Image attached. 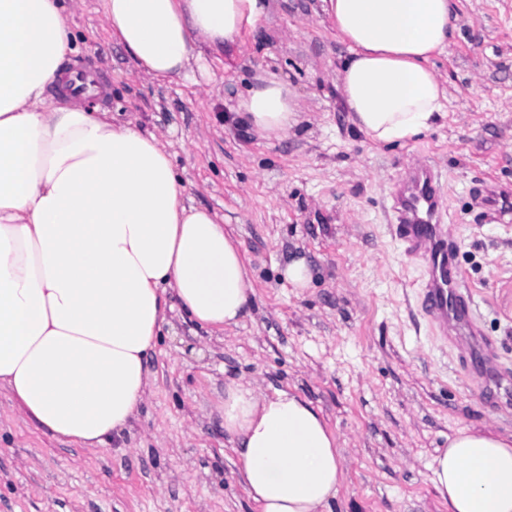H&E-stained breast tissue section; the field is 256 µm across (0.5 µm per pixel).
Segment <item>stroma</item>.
Here are the masks:
<instances>
[{
  "label": "stroma",
  "instance_id": "1",
  "mask_svg": "<svg viewBox=\"0 0 512 512\" xmlns=\"http://www.w3.org/2000/svg\"><path fill=\"white\" fill-rule=\"evenodd\" d=\"M451 24V44L431 60L446 118L380 147L343 108L347 48L322 0H271L244 48L205 50L202 68L163 85L112 39L100 0H83L75 65L97 73L103 108L163 134L186 203L223 216L255 297L240 325L213 335L172 314L124 447H70L1 391L0 512H255L224 440L230 377L322 410L346 467L333 512H447L431 482L439 448L464 426L512 434V213L499 220L482 203L512 189V0H455ZM266 71L304 108L281 139L226 118ZM415 162L438 171L447 197L486 340L475 353L434 332L419 303L425 268L393 228L396 179ZM298 258L311 268L305 288L283 275Z\"/></svg>",
  "mask_w": 512,
  "mask_h": 512
}]
</instances>
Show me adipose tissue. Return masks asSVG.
<instances>
[{"mask_svg": "<svg viewBox=\"0 0 512 512\" xmlns=\"http://www.w3.org/2000/svg\"><path fill=\"white\" fill-rule=\"evenodd\" d=\"M348 55L336 71L355 129L403 144L444 118L430 65L453 37V0H323ZM140 73L187 77L203 48L240 47L267 0H102ZM63 0H0V389L64 443L122 438L146 395L167 313L238 326L252 272L223 218L185 203L161 135L48 97L69 73ZM240 115L267 139L299 125L287 82L258 76ZM224 434L257 512H332L345 480L321 409L287 390L224 386ZM432 482L448 512H512V435L465 426Z\"/></svg>", "mask_w": 512, "mask_h": 512, "instance_id": "adipose-tissue-1", "label": "adipose tissue"}]
</instances>
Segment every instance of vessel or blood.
<instances>
[{
  "label": "vessel or blood",
  "instance_id": "1",
  "mask_svg": "<svg viewBox=\"0 0 512 512\" xmlns=\"http://www.w3.org/2000/svg\"><path fill=\"white\" fill-rule=\"evenodd\" d=\"M445 210V195L435 170L428 165L407 167L399 177L395 197V232L426 267L422 308L443 335L469 347L477 344L479 331L471 292L459 274L443 222Z\"/></svg>",
  "mask_w": 512,
  "mask_h": 512
}]
</instances>
